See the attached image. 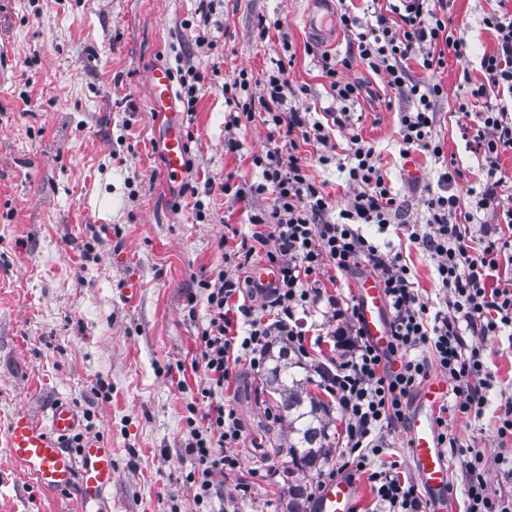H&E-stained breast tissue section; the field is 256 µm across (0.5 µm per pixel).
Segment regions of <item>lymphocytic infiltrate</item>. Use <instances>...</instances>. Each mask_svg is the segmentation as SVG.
<instances>
[{
  "instance_id": "1",
  "label": "lymphocytic infiltrate",
  "mask_w": 512,
  "mask_h": 512,
  "mask_svg": "<svg viewBox=\"0 0 512 512\" xmlns=\"http://www.w3.org/2000/svg\"><path fill=\"white\" fill-rule=\"evenodd\" d=\"M374 14V24H365L348 7L338 20L351 32V47L358 59L382 76L389 88L414 99L413 111L400 120L403 146L444 163L438 190L425 202L427 228L414 227L409 233L410 241L435 263L442 307L431 310L421 297L401 252H381L359 230L363 224H389L402 207L373 146L360 134L348 139L352 194L337 212L329 197L307 178L301 157L278 149L267 152L259 160L263 180L251 191L270 193L273 204L270 210L252 215V241L241 244L232 257L236 268L242 269L250 264L257 247H266L267 260L276 266L278 278L262 289L268 298L265 317L240 307L247 330L238 334L228 308L243 292L240 279L222 271L215 282L204 285L210 319L199 338L206 376L199 396L207 402L208 411L199 413L192 402L185 417L187 449L196 460L187 481L202 512H208L225 477L241 468L236 449L243 427L236 410L224 402L232 359L245 357L253 368H261L274 342L305 354L297 309L321 302L324 291L319 276L325 270L349 273L363 265L371 267L386 297L390 340L386 348H379L359 330L355 317L346 321L354 336L346 341L344 360L327 376V386L346 419V444L328 478L365 473L375 512H424L411 479L392 467L371 469L370 460L388 448V433L406 421L408 396L436 368L451 382L454 395L453 404L439 408L438 444L463 458L465 512H512V499L492 490L485 478L484 455L463 448L447 432L449 416L478 417L488 403L493 375L477 338L512 328V277L499 275L501 267L512 268V206H504L502 198L512 177L499 163L502 154L512 152V110L505 103L512 98V10L483 18L485 28L495 35L496 49L482 57L484 80L471 90L472 105L461 109L466 116L459 126L461 135L482 159V187L469 205L453 191L456 163L445 160L443 145L434 133L436 104L444 90L420 82L411 71L415 65L440 69L447 57H465L469 45L464 32L453 26L448 0H381ZM265 86L258 101L243 103V113L263 108L272 134L328 144L329 125L309 122L305 113L296 110L282 111L288 89L284 69L268 74ZM484 210L492 211L496 222L484 228L477 240L471 228Z\"/></svg>"
}]
</instances>
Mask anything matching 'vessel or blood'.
<instances>
[{
  "instance_id": "b4317fda",
  "label": "vessel or blood",
  "mask_w": 512,
  "mask_h": 512,
  "mask_svg": "<svg viewBox=\"0 0 512 512\" xmlns=\"http://www.w3.org/2000/svg\"><path fill=\"white\" fill-rule=\"evenodd\" d=\"M173 81L165 67L150 75L149 105L163 112L173 102ZM164 173L180 177L186 169L187 143L179 125L163 130ZM356 317L366 334L379 347L389 342L385 319L386 298L373 276L359 279L355 290ZM448 394L447 382H428L419 396L411 418L410 450L416 473L430 494L431 512H444L448 498V465L436 437L433 409ZM82 426L78 412L67 400L50 401L45 409L16 408L8 417L6 445L24 474L49 492L73 496L78 512H112L107 491L112 485V450L103 438H84L78 451L68 439ZM360 486L356 480L340 478L325 483L312 504L313 512H354Z\"/></svg>"
}]
</instances>
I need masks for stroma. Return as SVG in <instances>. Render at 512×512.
<instances>
[{
	"mask_svg": "<svg viewBox=\"0 0 512 512\" xmlns=\"http://www.w3.org/2000/svg\"><path fill=\"white\" fill-rule=\"evenodd\" d=\"M498 8V0H454L453 22L470 24L467 58L414 71L444 89L435 131L458 161L453 190L464 199L482 173L460 137L458 107L483 78L480 59L495 37L482 19ZM316 11V0H215L205 22L199 0H0V431L17 406L69 401L112 448L114 512L196 510L186 481L195 460L185 450V407L203 385V284L234 269L228 256L250 237L251 215L270 209L271 194L249 192L262 180L254 159L284 145L269 140L262 112L238 118L224 97L226 79L247 72L249 93L260 96L266 70L281 59L289 64L287 108L309 110L314 121L345 111V127L330 133L337 150L330 162H319L322 146L299 144L308 177L343 207L347 138L361 133L404 203L386 231L361 230L402 251L422 296L442 301L432 258L402 230L425 224L440 165L417 151V171L407 176L399 128L412 103L360 61L341 76L361 84V96L344 106L335 101L322 71L326 60L348 57L350 38L336 24L308 28ZM263 24L270 27L265 38ZM158 66L202 77L195 111L180 114L188 167L171 182L163 177V118L147 107ZM238 188L244 198L235 196ZM118 249L126 264H113ZM132 274L140 288L129 298L123 283ZM299 324L307 350L300 375L329 411L332 466L345 444V417L323 375L335 371L343 345L337 322L323 312L301 315ZM483 347L494 376L489 404L481 417L449 420L448 431L484 453L489 486L507 493L512 481L493 459L501 450L499 408L512 397V332L488 337ZM266 376L245 360L229 370L224 399L243 425L242 467L226 479L213 512H285L288 420L277 394L265 389ZM103 383L109 393L100 392ZM240 482L250 486L243 497ZM0 512H76V504L24 477L0 439Z\"/></svg>",
	"mask_w": 512,
	"mask_h": 512,
	"instance_id": "35a3bbf8",
	"label": "stroma"
}]
</instances>
